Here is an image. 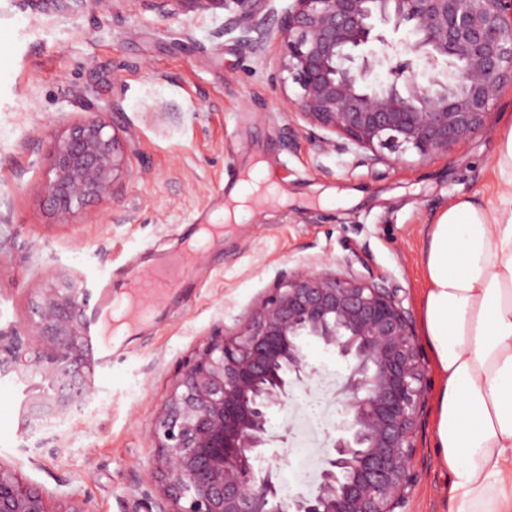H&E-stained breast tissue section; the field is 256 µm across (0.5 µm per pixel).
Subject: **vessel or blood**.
I'll return each mask as SVG.
<instances>
[{"mask_svg":"<svg viewBox=\"0 0 512 512\" xmlns=\"http://www.w3.org/2000/svg\"><path fill=\"white\" fill-rule=\"evenodd\" d=\"M200 247L169 256L157 263L139 268L125 292L117 293L111 281L102 282L84 301L87 311V332L97 346L99 359L108 363L116 346L118 323L136 326L148 320L157 300L177 290L196 266Z\"/></svg>","mask_w":512,"mask_h":512,"instance_id":"obj_1","label":"vessel or blood"}]
</instances>
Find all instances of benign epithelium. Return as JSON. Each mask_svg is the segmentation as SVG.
<instances>
[{
    "instance_id": "benign-epithelium-1",
    "label": "benign epithelium",
    "mask_w": 512,
    "mask_h": 512,
    "mask_svg": "<svg viewBox=\"0 0 512 512\" xmlns=\"http://www.w3.org/2000/svg\"><path fill=\"white\" fill-rule=\"evenodd\" d=\"M236 5L224 22L261 50L279 48L307 124L339 134L363 164H397L416 151L446 156L482 131L512 86V0H292L277 34L267 0ZM409 38L397 46L383 28ZM395 154L391 159L383 150ZM120 128L93 113L54 144L45 201L68 223L92 197L122 188L131 170ZM38 334L0 335V374L31 380L21 428L63 415L89 396L82 289L67 276L44 289ZM316 341L347 363L338 391L344 419L316 486L280 495L265 458L269 415L312 379L303 344ZM420 345L390 288L326 268L282 280L239 332L217 335L190 361L155 419L158 512H398L415 482V437L424 399ZM174 509L167 510V504ZM0 512H53L50 496L0 465Z\"/></svg>"
}]
</instances>
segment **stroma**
<instances>
[{
  "label": "stroma",
  "mask_w": 512,
  "mask_h": 512,
  "mask_svg": "<svg viewBox=\"0 0 512 512\" xmlns=\"http://www.w3.org/2000/svg\"><path fill=\"white\" fill-rule=\"evenodd\" d=\"M216 0L185 10L147 0H89L75 15L56 0H0V334H35L39 290L60 273L80 288L129 273L180 250L224 208L234 182L256 162L275 175L288 205L269 203L224 229L156 321L124 339L111 365H92L90 402L22 431L27 381L0 375V464L50 493L53 512L72 498L89 512H157L152 423L187 363L215 334L243 328L282 278L317 263L396 290L420 326L425 232L460 194L497 202L493 168L503 121L512 120L505 87L486 128L446 157L407 151L397 167L364 165L360 151L321 147L291 112L299 87L272 85L278 49L257 51L224 29ZM105 114L134 158L121 193L89 199L72 223L46 205L54 143L73 121ZM316 374L295 402L273 408L269 437L286 449L283 495L307 491L289 476L306 436L324 452L342 420L325 377L343 382L334 351L304 348ZM436 387L416 435L417 483L404 512H453L432 440Z\"/></svg>",
  "instance_id": "obj_1"
}]
</instances>
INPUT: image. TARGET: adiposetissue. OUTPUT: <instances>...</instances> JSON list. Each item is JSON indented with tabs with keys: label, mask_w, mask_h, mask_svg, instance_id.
<instances>
[{
	"label": "adipose tissue",
	"mask_w": 512,
	"mask_h": 512,
	"mask_svg": "<svg viewBox=\"0 0 512 512\" xmlns=\"http://www.w3.org/2000/svg\"><path fill=\"white\" fill-rule=\"evenodd\" d=\"M495 168L497 205L457 196L423 253L433 440L454 512H512V123Z\"/></svg>",
	"instance_id": "obj_1"
}]
</instances>
